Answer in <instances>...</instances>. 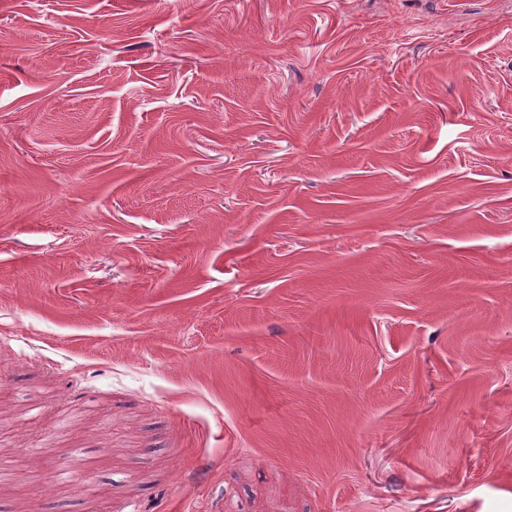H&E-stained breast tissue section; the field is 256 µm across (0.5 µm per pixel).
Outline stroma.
<instances>
[{"mask_svg":"<svg viewBox=\"0 0 512 512\" xmlns=\"http://www.w3.org/2000/svg\"><path fill=\"white\" fill-rule=\"evenodd\" d=\"M0 512H512V0H0Z\"/></svg>","mask_w":512,"mask_h":512,"instance_id":"35a3bbf8","label":"stroma"}]
</instances>
